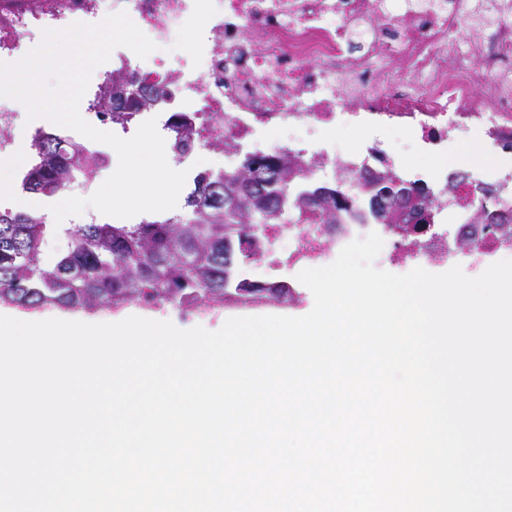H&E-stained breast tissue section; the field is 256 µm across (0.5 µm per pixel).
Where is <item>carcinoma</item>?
Wrapping results in <instances>:
<instances>
[{
	"label": "carcinoma",
	"instance_id": "1",
	"mask_svg": "<svg viewBox=\"0 0 512 512\" xmlns=\"http://www.w3.org/2000/svg\"><path fill=\"white\" fill-rule=\"evenodd\" d=\"M37 156L23 176L24 191L51 196L92 182L104 153L57 135L38 132ZM300 172L295 158L249 157L232 174H203L184 200L181 217L139 224H62L67 249L54 263L43 261L49 225L27 212L0 211V302L24 310L118 312L131 303L190 305L205 310L228 303L250 305L262 297H226L224 241H246L257 225L280 224L286 207L298 217L318 212L339 224L347 211L335 189L301 187L288 203V177ZM388 203L390 223L401 229L416 220L390 186L372 183Z\"/></svg>",
	"mask_w": 512,
	"mask_h": 512
}]
</instances>
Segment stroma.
<instances>
[{
	"mask_svg": "<svg viewBox=\"0 0 512 512\" xmlns=\"http://www.w3.org/2000/svg\"><path fill=\"white\" fill-rule=\"evenodd\" d=\"M363 123L359 126H348L337 129L335 135L326 136L319 129L307 127L291 128L290 133L312 144L324 140H331L337 150H346L355 147L368 136L382 139L386 148L405 164L422 171L427 178H434L440 164L470 172L473 177L486 181L496 182L503 180L505 171L495 156V149L485 131L470 127L462 130H449L443 123H435L433 135L438 140L437 150L421 149L397 122L378 123L376 117L363 115ZM478 142L481 154L480 160H473L466 152L471 142ZM128 312L140 317L164 321H171L181 329H190L196 326L214 331L219 329L226 319L243 316V309L227 306L219 310L208 312L202 316L186 317L180 315L173 305L165 304L155 309H147L139 304L128 305Z\"/></svg>",
	"mask_w": 512,
	"mask_h": 512,
	"instance_id": "stroma-1",
	"label": "stroma"
}]
</instances>
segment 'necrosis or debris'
Segmentation results:
<instances>
[{"instance_id": "obj_1", "label": "necrosis or debris", "mask_w": 512, "mask_h": 512, "mask_svg": "<svg viewBox=\"0 0 512 512\" xmlns=\"http://www.w3.org/2000/svg\"><path fill=\"white\" fill-rule=\"evenodd\" d=\"M478 0H30L0 6V60L25 52L43 29L97 23L126 11L156 45L188 50L191 65L171 66L122 49L106 76H148L165 85L152 104L121 107L123 128L155 119L172 140L180 118L197 130L194 146L172 153L174 167L192 170L200 150L223 144L224 172L252 156H300L301 185L340 187L346 197L386 167L393 156L379 143L328 153L292 136L270 139L282 125L308 124L333 132L349 125L354 110L400 120L409 135L430 141L431 122H495L512 115V0L494 20L487 49L459 53L455 37L468 28ZM463 224L407 238L387 224L348 220L315 224L289 216L262 234L254 268L293 272L334 262L351 241L377 233L391 264L464 261L476 267L512 254V242L474 239L460 246Z\"/></svg>"}]
</instances>
